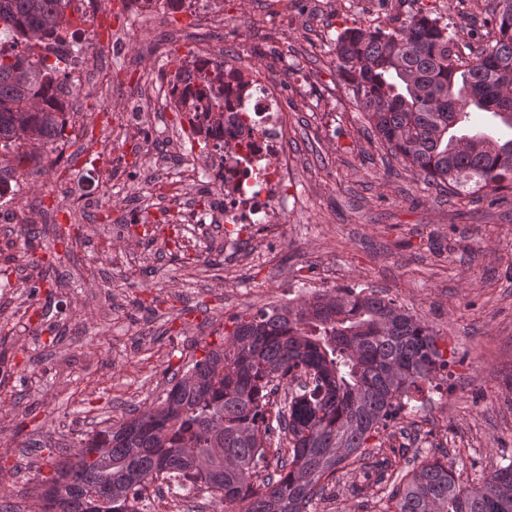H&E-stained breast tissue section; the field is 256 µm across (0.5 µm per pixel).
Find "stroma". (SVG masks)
Instances as JSON below:
<instances>
[{"mask_svg":"<svg viewBox=\"0 0 512 512\" xmlns=\"http://www.w3.org/2000/svg\"><path fill=\"white\" fill-rule=\"evenodd\" d=\"M428 7L471 47L488 33L484 0H215L224 13V48L243 64L266 65L284 87L293 129V190L298 210L279 229L270 264L252 262L265 242L254 229L248 248L225 257L194 224L88 230L85 246L65 258L53 297L28 296L23 273L0 288V325L11 333L0 357V500L24 512L51 478L59 449L77 443L100 421L119 424L136 408L165 396L167 381L190 360L223 344L228 312L301 298L298 276L311 269L340 286L384 291L428 322L448 361L445 377L412 393L404 413L373 433L371 459L405 471L447 458L459 483L472 486L512 457V194L465 200L427 189L367 132L353 93L338 75L332 40L352 20L403 19ZM151 16L124 23L123 52L112 57L114 80L136 77L124 63L156 27ZM86 134L60 164L28 162L36 179L20 178L27 195L46 194L50 212L34 215L40 246L68 226L69 203L90 189L102 214L133 188L115 158H136L122 126L104 125L88 99ZM110 147L98 163L90 148ZM208 253L213 267L169 261L175 247ZM63 337L48 344L50 333ZM42 446L31 449V441ZM360 465L311 512H379L385 492L353 495Z\"/></svg>","mask_w":512,"mask_h":512,"instance_id":"1","label":"stroma"}]
</instances>
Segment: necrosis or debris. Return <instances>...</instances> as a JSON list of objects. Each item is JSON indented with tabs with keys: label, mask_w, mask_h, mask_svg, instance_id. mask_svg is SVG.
Returning <instances> with one entry per match:
<instances>
[{
	"label": "necrosis or debris",
	"mask_w": 512,
	"mask_h": 512,
	"mask_svg": "<svg viewBox=\"0 0 512 512\" xmlns=\"http://www.w3.org/2000/svg\"><path fill=\"white\" fill-rule=\"evenodd\" d=\"M125 18L151 15L158 18L156 37L142 42V56L159 63L154 75L135 84L116 87L112 80V54L101 46L97 20L104 15L105 0H71L69 23L55 38L46 40L39 54L60 66V92L71 100L94 91L104 113L131 129L142 154L153 155L151 127L158 113L177 107L181 96L197 92L202 74L215 58L217 35L224 16L212 0H114ZM184 43L194 64L183 67L171 49ZM283 87L269 67H249L243 83L224 88V127L202 131L206 154L177 152L172 176L149 188L153 208L132 204L142 224H221L224 248L232 251L243 242L247 229L281 224L288 213L294 164L288 154L290 114L282 103ZM140 100L152 106L146 116L113 111V99ZM209 189L210 201L202 207L185 204L187 187Z\"/></svg>",
	"instance_id": "1"
}]
</instances>
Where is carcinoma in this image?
<instances>
[{
    "label": "carcinoma",
    "instance_id": "1",
    "mask_svg": "<svg viewBox=\"0 0 512 512\" xmlns=\"http://www.w3.org/2000/svg\"><path fill=\"white\" fill-rule=\"evenodd\" d=\"M70 0H0V29L21 48L0 52V186L22 164L51 154L63 138L59 69L37 57L60 34ZM494 37L468 54L438 16L418 11L385 25L357 22L333 40L336 67L372 132L427 185L474 195L512 192V0H496ZM240 71L215 61L202 117L224 125V85ZM485 112L506 137L453 143L458 114ZM20 252L34 259L36 235L20 225ZM448 368L428 323L371 287L336 288L309 301L238 316L224 346L210 349L154 408L89 434L62 453L26 512H137L134 502L161 480L201 484L224 512H308L361 460L373 433L404 410L411 392ZM284 391L270 412L267 397ZM275 460L270 468L269 460ZM266 469L263 489L251 484ZM378 485L394 479L383 512H512V458L471 487L448 464L422 461L396 478L390 465L362 466Z\"/></svg>",
    "mask_w": 512,
    "mask_h": 512
}]
</instances>
